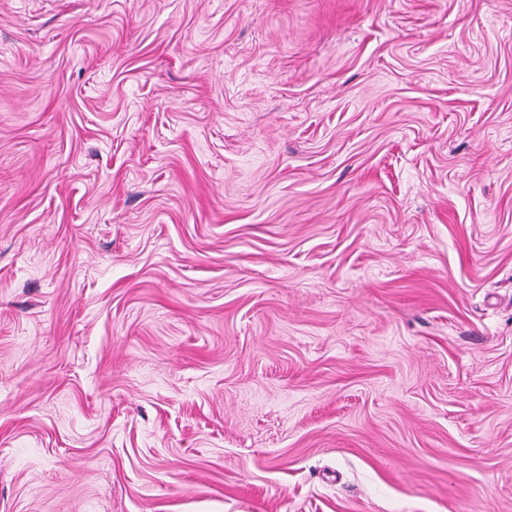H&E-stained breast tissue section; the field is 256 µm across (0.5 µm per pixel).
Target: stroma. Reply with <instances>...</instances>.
<instances>
[{
    "instance_id": "1",
    "label": "stroma",
    "mask_w": 512,
    "mask_h": 512,
    "mask_svg": "<svg viewBox=\"0 0 512 512\" xmlns=\"http://www.w3.org/2000/svg\"><path fill=\"white\" fill-rule=\"evenodd\" d=\"M0 512H512V0H0Z\"/></svg>"
}]
</instances>
